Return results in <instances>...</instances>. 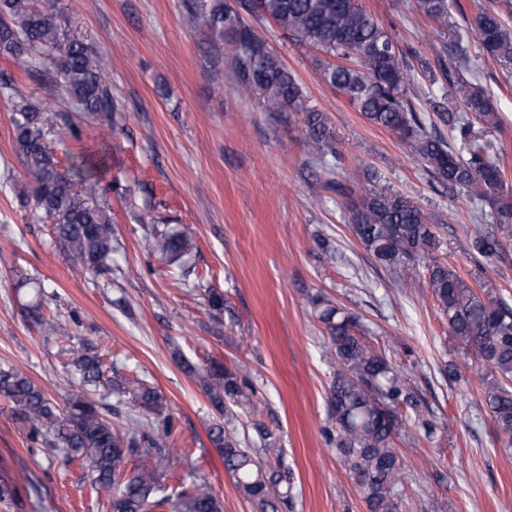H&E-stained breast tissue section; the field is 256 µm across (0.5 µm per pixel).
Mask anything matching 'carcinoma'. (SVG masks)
I'll use <instances>...</instances> for the list:
<instances>
[{"label":"carcinoma","mask_w":512,"mask_h":512,"mask_svg":"<svg viewBox=\"0 0 512 512\" xmlns=\"http://www.w3.org/2000/svg\"><path fill=\"white\" fill-rule=\"evenodd\" d=\"M239 9L272 18L295 41L334 58L323 67L326 83L340 90L370 123L395 133L413 155L427 162L448 188H462L477 202L491 201L505 217L512 216L506 200L504 173L489 154L488 145L474 126L495 129L500 124L494 99L477 80L459 74L453 44L437 51L440 71L450 92L459 97L464 117L440 112L438 117L459 132L468 144V157L450 149L448 142L425 129L406 90L415 75L405 61L406 52L369 14L360 0H238ZM419 11L430 21L452 31L456 40L469 30L482 51L512 70V29L498 9H481L467 18L462 5L451 0H417ZM239 9L217 0L200 2L204 23L233 45L244 94L258 92L278 112L298 105L301 88L281 60L245 24ZM461 15L466 27L452 22L451 11ZM57 0H0V54L21 65L58 75L68 94L89 115L112 116V94L104 69L92 47L80 38L62 34L56 23ZM448 57L449 65L442 64ZM0 93L20 104L14 113L16 147L37 209L52 218L53 233L66 252L71 271L83 278L111 271L112 217L108 189L90 181L91 161L84 153L71 154L61 167L56 154L54 124L60 135L81 140V131L69 113L46 115L45 106L30 102L14 79L0 75ZM311 149L319 155L329 147L322 116L305 115ZM355 237L383 265L395 267L412 260L436 244L430 215L413 200L391 192L371 191L350 209ZM194 229L188 224L147 225L152 251L169 263L181 261L194 248ZM512 240V224L498 225V233L479 224L470 234L473 252L485 258L500 256L503 242ZM429 288L438 308L448 319V330L480 363L484 403L497 434L512 445V305L486 284L475 289L450 265L429 267ZM313 311L328 334L336 373L329 390L331 423L336 431V453L354 476L368 512H398L397 488L404 480L394 436L403 423L399 407L414 413L413 426L431 435L437 421L420 402L387 359L359 335L358 317L321 297L312 299ZM41 330L66 343L61 352L66 365L80 378L83 390L70 394L64 408L18 368L0 369V397L13 405L14 419L29 435L48 448L81 458L92 488L109 496L111 512H223L218 496L200 473L171 488L164 483L170 469L165 451L172 433L166 402L157 389L140 384L129 390L120 379H105V366L96 347L72 335L70 324L42 313L41 299L26 306ZM183 370L201 377L202 386L218 413L226 404L249 400L253 388L246 376L219 361L205 374L187 359ZM106 382L119 393L132 392L138 414L125 415L91 399L87 392ZM252 428L265 450H274L277 436L263 423ZM208 436L239 488L259 512H284L292 508V472L278 460L267 465L240 441L213 423Z\"/></svg>","instance_id":"cac0c4a2"}]
</instances>
